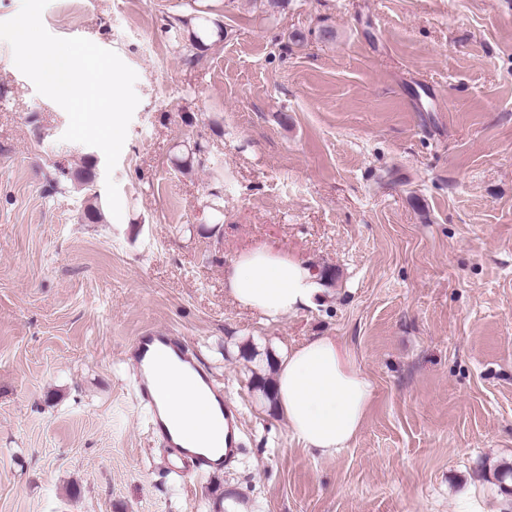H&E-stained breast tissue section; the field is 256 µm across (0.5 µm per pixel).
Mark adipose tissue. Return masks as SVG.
<instances>
[{
	"label": "adipose tissue",
	"mask_w": 512,
	"mask_h": 512,
	"mask_svg": "<svg viewBox=\"0 0 512 512\" xmlns=\"http://www.w3.org/2000/svg\"><path fill=\"white\" fill-rule=\"evenodd\" d=\"M224 290L238 306L275 322L312 306L323 287L305 265L287 250L267 243L236 255L224 272ZM273 399L292 435L304 448L333 457L360 432L374 387L349 349L336 337H309L276 358ZM204 387L195 377L158 376L157 399L172 424L196 448L216 449L224 431L201 412Z\"/></svg>",
	"instance_id": "obj_1"
}]
</instances>
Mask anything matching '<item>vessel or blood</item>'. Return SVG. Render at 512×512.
Segmentation results:
<instances>
[{"mask_svg":"<svg viewBox=\"0 0 512 512\" xmlns=\"http://www.w3.org/2000/svg\"><path fill=\"white\" fill-rule=\"evenodd\" d=\"M133 363L136 369L137 386L141 400L152 412V429L158 442L168 455L177 461L190 465L191 473H200L214 467L230 465L241 446L239 437V413L237 409L224 401V392L218 381L202 372L195 355L187 341L170 333L148 331L138 336L133 351ZM177 364L198 374L205 389L219 404V410L229 430L227 446L218 459L184 448L181 438L172 433L165 424L156 398L155 380L159 366Z\"/></svg>","mask_w":512,"mask_h":512,"instance_id":"obj_1","label":"vessel or blood"}]
</instances>
